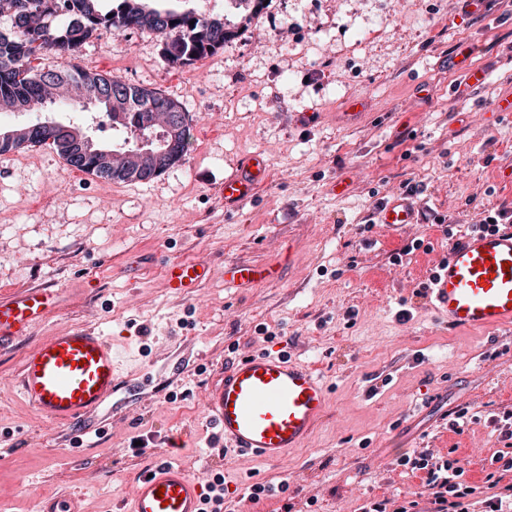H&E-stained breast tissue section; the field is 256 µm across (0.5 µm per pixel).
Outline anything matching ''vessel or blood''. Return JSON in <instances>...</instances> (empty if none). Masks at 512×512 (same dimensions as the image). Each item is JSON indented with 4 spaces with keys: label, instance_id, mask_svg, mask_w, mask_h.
Returning a JSON list of instances; mask_svg holds the SVG:
<instances>
[{
    "label": "vessel or blood",
    "instance_id": "vessel-or-blood-1",
    "mask_svg": "<svg viewBox=\"0 0 512 512\" xmlns=\"http://www.w3.org/2000/svg\"><path fill=\"white\" fill-rule=\"evenodd\" d=\"M269 169L255 156L225 178L224 204L252 201L267 181ZM389 228L415 224L420 213L410 193L393 195L374 209ZM212 275L201 261L170 260L165 282L172 293L193 294ZM277 277L269 266L228 262L224 285L257 288ZM429 303L453 329L512 327V224L494 231H466L429 277ZM59 294L29 288L0 298V348L26 336L58 306ZM122 357L101 332L77 327L47 337L25 356L20 393L43 417L77 425L108 401L122 385ZM328 404L327 387L310 363L283 353L244 357L221 371L205 406L225 443L240 454L266 462L303 448ZM203 489L171 458L155 464L134 481L123 512H202Z\"/></svg>",
    "mask_w": 512,
    "mask_h": 512
}]
</instances>
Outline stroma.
I'll use <instances>...</instances> for the list:
<instances>
[{
  "label": "stroma",
  "instance_id": "stroma-1",
  "mask_svg": "<svg viewBox=\"0 0 512 512\" xmlns=\"http://www.w3.org/2000/svg\"><path fill=\"white\" fill-rule=\"evenodd\" d=\"M486 2L470 15L454 0H172L238 36L180 69L148 32L81 47L75 65L178 102L193 139L148 182L68 169L47 146L0 158V295L51 288L61 300L0 349V512L74 495L85 512H121L134 478L169 455L234 484L224 512H357L423 491L403 455L454 456L479 482L512 452V329L448 328L423 288L452 236L490 209L512 213V121L494 109L512 95V0ZM467 44L486 72L475 86L448 67ZM352 98L367 108L349 120ZM254 154L269 182L225 209V176ZM400 190L421 221L390 231L373 209ZM171 259L274 265L278 277L234 289L216 274L177 296ZM77 326L110 337L125 383L79 447L16 388L26 351ZM280 348L321 371L328 407L304 450L270 463L225 449L204 401L221 369ZM256 484L274 491L250 500Z\"/></svg>",
  "mask_w": 512,
  "mask_h": 512
}]
</instances>
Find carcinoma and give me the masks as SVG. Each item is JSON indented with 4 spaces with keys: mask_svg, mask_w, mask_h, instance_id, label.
<instances>
[{
    "mask_svg": "<svg viewBox=\"0 0 512 512\" xmlns=\"http://www.w3.org/2000/svg\"><path fill=\"white\" fill-rule=\"evenodd\" d=\"M0 0V14L6 12L12 31L0 32V110L15 111L19 104L42 111L59 104L68 112H88L92 99L88 93H110L119 88L124 102L109 106L96 104L112 120L119 136L102 148L113 154L136 149L140 134L153 138L152 144L167 138L160 126L148 128L143 121L156 105L175 106L177 102L159 91L128 83L109 72L74 66L45 70L36 61L46 53L64 60L77 56L81 46L101 30L113 35L147 30L163 42L162 55L173 68L189 67L214 55L232 41L237 32L224 20L193 11L166 10L162 23L154 20L157 9L148 0ZM65 125L41 127L31 140L32 146L54 149L69 168L118 182L141 181L147 174H135L118 160L106 166L93 158H73Z\"/></svg>",
    "mask_w": 512,
    "mask_h": 512,
    "instance_id": "cac0c4a2",
    "label": "carcinoma"
}]
</instances>
